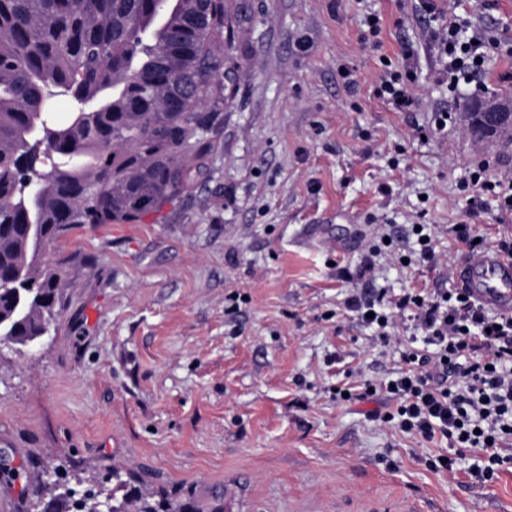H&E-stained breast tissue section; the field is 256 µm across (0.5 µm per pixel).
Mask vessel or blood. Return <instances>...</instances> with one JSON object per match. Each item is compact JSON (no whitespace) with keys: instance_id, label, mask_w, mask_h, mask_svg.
<instances>
[{"instance_id":"obj_1","label":"vessel or blood","mask_w":512,"mask_h":512,"mask_svg":"<svg viewBox=\"0 0 512 512\" xmlns=\"http://www.w3.org/2000/svg\"><path fill=\"white\" fill-rule=\"evenodd\" d=\"M455 281L481 306L512 311V257L497 248L486 246L465 254L456 266Z\"/></svg>"}]
</instances>
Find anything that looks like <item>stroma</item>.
I'll return each mask as SVG.
<instances>
[{
	"mask_svg": "<svg viewBox=\"0 0 512 512\" xmlns=\"http://www.w3.org/2000/svg\"><path fill=\"white\" fill-rule=\"evenodd\" d=\"M230 77L188 191L138 224H86L46 248L67 283L60 320L32 349H0V451L45 478L64 463L118 470L197 512H512V472L493 483L429 469L440 442L340 403L350 372L401 366L344 302L368 242L434 225L437 261L377 262L394 294L443 287L465 224L495 244L512 215L468 185L475 156L512 172V142L478 140L468 86L438 83L423 0H224ZM382 19L378 44L364 17ZM459 18L512 43V0H463ZM414 51L419 101L376 95L384 62ZM352 75L355 91L344 77ZM451 111L445 131L415 139Z\"/></svg>",
	"mask_w": 512,
	"mask_h": 512,
	"instance_id": "1",
	"label": "stroma"
}]
</instances>
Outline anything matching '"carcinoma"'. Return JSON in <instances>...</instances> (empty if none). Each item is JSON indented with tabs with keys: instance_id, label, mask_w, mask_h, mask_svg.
I'll return each mask as SVG.
<instances>
[{
	"instance_id": "obj_1",
	"label": "carcinoma",
	"mask_w": 512,
	"mask_h": 512,
	"mask_svg": "<svg viewBox=\"0 0 512 512\" xmlns=\"http://www.w3.org/2000/svg\"><path fill=\"white\" fill-rule=\"evenodd\" d=\"M224 0H0V341L25 348L56 323L65 283L41 261L80 224H134L183 193L200 171L197 128L217 92L214 44ZM64 97L70 118L45 112ZM24 481L0 470V484ZM47 512L77 507L55 486L33 490ZM114 512H198L112 472Z\"/></svg>"
}]
</instances>
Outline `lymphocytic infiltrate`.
<instances>
[{
  "label": "lymphocytic infiltrate",
  "mask_w": 512,
  "mask_h": 512,
  "mask_svg": "<svg viewBox=\"0 0 512 512\" xmlns=\"http://www.w3.org/2000/svg\"><path fill=\"white\" fill-rule=\"evenodd\" d=\"M441 60L439 79L458 83L480 80L494 37L482 25L460 28L457 21L442 19L431 31ZM398 69H383L377 94L400 112H410L416 101L412 51L403 54ZM491 162H472L469 181L482 192L497 195L500 211L512 214V177L490 179ZM345 305L375 326L382 344H389L399 318H408L423 334V347L406 346L403 366L391 377L375 383L365 379L349 386L348 397L361 400L383 394L390 405L381 420L400 432L431 442H447L444 454L427 458L435 472L456 475L464 453L480 458L472 469L481 480L497 479L512 469V314L489 311L462 297L458 289L434 293L407 292L389 296L353 293Z\"/></svg>",
  "instance_id": "1"
}]
</instances>
